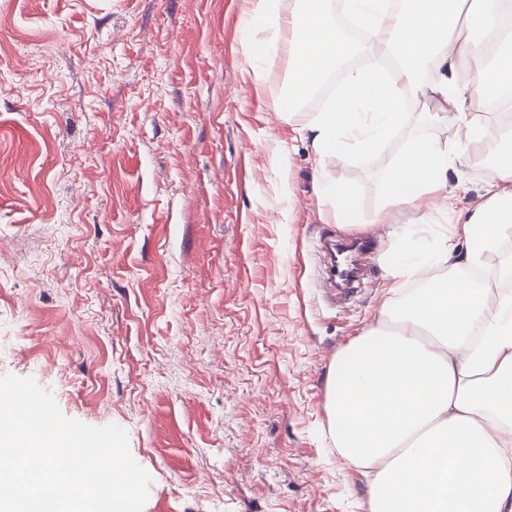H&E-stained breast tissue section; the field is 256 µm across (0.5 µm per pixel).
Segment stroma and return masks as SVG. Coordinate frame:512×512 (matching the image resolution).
Segmentation results:
<instances>
[{
	"label": "stroma",
	"mask_w": 512,
	"mask_h": 512,
	"mask_svg": "<svg viewBox=\"0 0 512 512\" xmlns=\"http://www.w3.org/2000/svg\"><path fill=\"white\" fill-rule=\"evenodd\" d=\"M244 0H0V375L114 424L150 475L143 512H368L327 433L337 353L375 327L407 229L460 232L490 172L384 210L411 139L462 127L431 97L375 151L318 158L286 46L255 85ZM352 186L347 219L318 189ZM377 246L331 300L318 246Z\"/></svg>",
	"instance_id": "35a3bbf8"
}]
</instances>
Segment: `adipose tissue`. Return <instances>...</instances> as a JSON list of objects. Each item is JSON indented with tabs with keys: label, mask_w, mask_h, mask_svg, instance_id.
Here are the masks:
<instances>
[{
	"label": "adipose tissue",
	"mask_w": 512,
	"mask_h": 512,
	"mask_svg": "<svg viewBox=\"0 0 512 512\" xmlns=\"http://www.w3.org/2000/svg\"><path fill=\"white\" fill-rule=\"evenodd\" d=\"M241 31L263 82L262 47L287 42L288 102L316 90L357 46L345 14L393 68L345 73L307 125L318 154L374 150L406 119L408 97L434 98L463 138L414 139L387 169L385 206L415 205L445 187L485 123L471 100L512 109V0H248ZM494 37L495 65L471 66L475 33ZM489 196L463 223V245L416 242L394 267L422 280L384 302L380 324L336 356L328 374L327 431L338 455L366 480L369 512H512V289L470 279L485 254L512 236V144L491 168ZM455 277L436 274L440 265Z\"/></svg>",
	"instance_id": "adipose-tissue-1"
}]
</instances>
